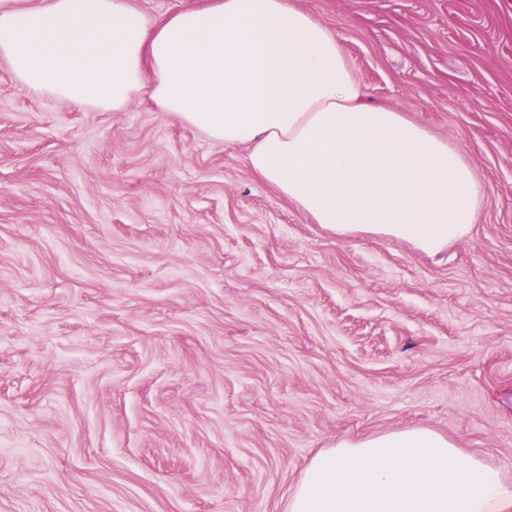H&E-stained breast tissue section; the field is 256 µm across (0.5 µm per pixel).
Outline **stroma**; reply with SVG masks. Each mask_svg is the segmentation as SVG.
Masks as SVG:
<instances>
[{
    "label": "stroma",
    "mask_w": 512,
    "mask_h": 512,
    "mask_svg": "<svg viewBox=\"0 0 512 512\" xmlns=\"http://www.w3.org/2000/svg\"><path fill=\"white\" fill-rule=\"evenodd\" d=\"M485 187L435 254L337 236L146 97L0 62V512H288L342 439L431 429L512 480V0H292Z\"/></svg>",
    "instance_id": "obj_1"
}]
</instances>
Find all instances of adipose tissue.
Segmentation results:
<instances>
[{"label": "adipose tissue", "instance_id": "adipose-tissue-1", "mask_svg": "<svg viewBox=\"0 0 512 512\" xmlns=\"http://www.w3.org/2000/svg\"><path fill=\"white\" fill-rule=\"evenodd\" d=\"M0 61L68 108L124 111L142 92L228 146L337 235L428 253L466 240L484 186L461 148L364 102L332 29L290 0H207L151 21L129 0H0ZM289 512H512V481L409 428L317 452Z\"/></svg>", "mask_w": 512, "mask_h": 512}]
</instances>
